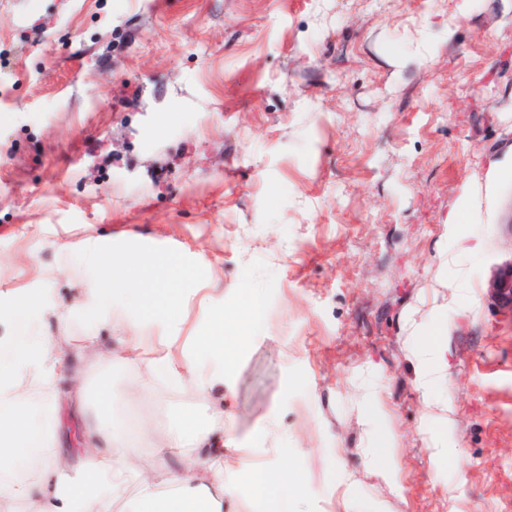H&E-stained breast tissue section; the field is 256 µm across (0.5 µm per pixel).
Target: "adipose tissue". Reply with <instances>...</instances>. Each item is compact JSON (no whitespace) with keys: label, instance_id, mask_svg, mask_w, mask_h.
<instances>
[{"label":"adipose tissue","instance_id":"adipose-tissue-1","mask_svg":"<svg viewBox=\"0 0 512 512\" xmlns=\"http://www.w3.org/2000/svg\"><path fill=\"white\" fill-rule=\"evenodd\" d=\"M78 255L94 272L83 293L97 304L89 310L74 305L60 313V320L80 312L97 320L121 315L123 337L112 356L137 362L138 388L162 384L207 400L212 386L224 380V357L235 339L225 335L219 316L198 343L182 342L183 311L197 294L188 285L192 272L167 254H150L130 265L94 242L80 247ZM50 303L43 288L0 305V319L12 326L10 335L0 336V512H224V451L207 447L204 426L195 420L175 428L162 423L144 428L156 453L175 463L163 473L146 471L104 398L84 417V465H75L49 438L59 398L51 353L71 344L69 337L39 333L40 316ZM146 323L155 327V335H141ZM412 336L419 386L426 390L444 378L447 349L428 331L416 328ZM34 444L39 447L34 473L18 475L23 451ZM132 483L137 490L131 494ZM301 484L287 468L260 472L265 512H290L291 496Z\"/></svg>","mask_w":512,"mask_h":512}]
</instances>
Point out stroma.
Here are the masks:
<instances>
[{
  "label": "stroma",
  "instance_id": "1",
  "mask_svg": "<svg viewBox=\"0 0 512 512\" xmlns=\"http://www.w3.org/2000/svg\"><path fill=\"white\" fill-rule=\"evenodd\" d=\"M466 191L476 218L448 223ZM87 237L179 257L198 335L220 313L241 342L205 404L67 353L143 463L144 426L202 411L224 420L225 512H262L256 471L280 464L303 479L292 512H512L491 289L512 269V0H0V298L72 306ZM436 317L448 377L425 392L409 331Z\"/></svg>",
  "mask_w": 512,
  "mask_h": 512
}]
</instances>
